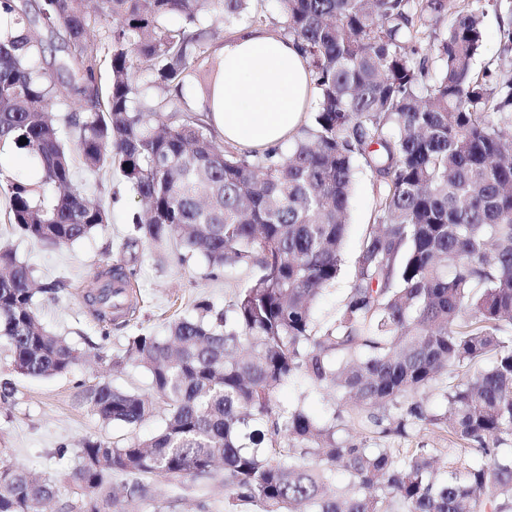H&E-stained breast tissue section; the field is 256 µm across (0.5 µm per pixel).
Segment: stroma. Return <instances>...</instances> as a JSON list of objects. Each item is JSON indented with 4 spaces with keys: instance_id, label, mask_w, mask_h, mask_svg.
<instances>
[{
    "instance_id": "stroma-1",
    "label": "stroma",
    "mask_w": 512,
    "mask_h": 512,
    "mask_svg": "<svg viewBox=\"0 0 512 512\" xmlns=\"http://www.w3.org/2000/svg\"><path fill=\"white\" fill-rule=\"evenodd\" d=\"M512 15V0H499L498 8L488 10L483 22L481 46L473 59L474 69L499 56V28L503 18ZM73 182L85 195L100 201L109 213V222L95 235L69 246L55 247L37 242L18 232L8 221L5 202L0 199V244L8 246L26 262L36 279H62L67 289L57 296H37L34 311L48 329L67 337L87 354L88 340L98 339L102 325L95 318L84 294L93 276L115 263L121 244L131 228V217L139 204L128 186L116 179H105L87 170L82 163L73 166ZM374 193L366 170H357L355 191L351 200L349 229L343 250V265L336 283L322 291L314 308L317 320L334 317L351 285L354 258L367 224L373 219ZM140 274L135 291L139 309L130 325L112 331L106 348L112 356L122 355L128 336L137 332L163 333L172 315L185 313L199 299L223 307L236 289L249 279L247 271L229 269L216 279L206 274L202 264L179 265L173 257H161L155 248H144L140 255ZM13 377L17 394L12 403L0 404V456L15 462L33 475L53 479L58 497L50 504L51 512H59L62 502L80 497L82 490L68 471L70 461L59 458V450L68 455L89 436L108 441L143 439L155 434L162 424L163 413L136 427L107 424L83 404L86 387L100 382L122 389L148 391V374L135 365L118 367L97 363L88 356L67 374L42 378L14 375L11 352L0 342V377ZM284 405L299 404L313 417L321 419L331 408H344L340 394L331 391H310L301 382L282 386L276 393ZM346 435L363 437L368 447L436 449L438 463H446L449 446L446 433L435 429H416L403 437L381 438L366 429L348 426ZM224 475L177 482L157 478L151 482L148 498L136 500L132 512H158L159 505L170 506L171 512H199V503H207L208 512H224Z\"/></svg>"
}]
</instances>
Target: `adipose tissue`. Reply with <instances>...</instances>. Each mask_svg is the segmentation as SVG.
Listing matches in <instances>:
<instances>
[{"mask_svg": "<svg viewBox=\"0 0 512 512\" xmlns=\"http://www.w3.org/2000/svg\"><path fill=\"white\" fill-rule=\"evenodd\" d=\"M223 75L203 106L225 142L264 150L287 142L312 99L309 74L293 40L248 29L219 50Z\"/></svg>", "mask_w": 512, "mask_h": 512, "instance_id": "1", "label": "adipose tissue"}]
</instances>
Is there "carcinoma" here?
Instances as JSON below:
<instances>
[{
	"mask_svg": "<svg viewBox=\"0 0 512 512\" xmlns=\"http://www.w3.org/2000/svg\"><path fill=\"white\" fill-rule=\"evenodd\" d=\"M0 0V145L35 157L41 184L0 176L10 224L67 246L109 223L73 183L63 129L84 166L119 178L146 205L123 258L85 294L99 320L128 324L138 254L151 244L208 276H253L222 309L206 300L164 334L127 337L124 358L151 395L99 383L86 391L106 423L136 427L163 408L146 440L89 437L67 512H126L149 480L224 470L225 512H512V22L502 56L471 62L498 0ZM171 15L180 23L167 24ZM42 25L62 36L49 62ZM272 29L300 48L314 96L288 145L222 143L192 86L222 76L218 27ZM110 79L101 82V52ZM64 84L81 102L58 124L47 101ZM27 139L24 145L20 138ZM375 197L351 288L329 321L313 308L341 271L357 162ZM55 195L40 198V185ZM30 267L0 247V341L13 371L67 374L83 353L34 312ZM302 379L340 391L353 419L382 437L432 427L448 434V470L433 448H368L338 436L335 408L317 420L284 410L278 387ZM439 386L443 409L422 394ZM343 473L347 482L336 483ZM130 477L120 492L112 476ZM55 483L0 458V512H46Z\"/></svg>",
	"mask_w": 512,
	"mask_h": 512,
	"instance_id": "1",
	"label": "carcinoma"
}]
</instances>
